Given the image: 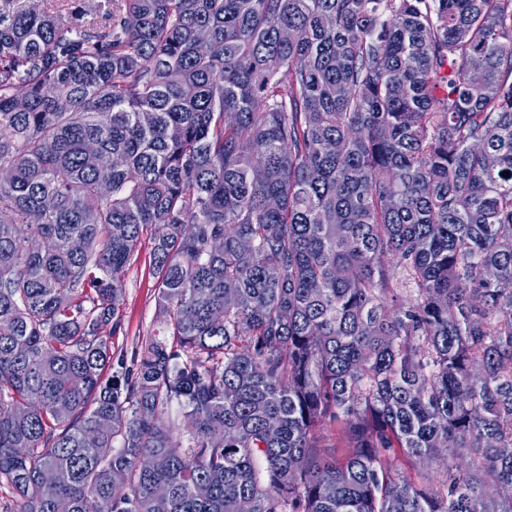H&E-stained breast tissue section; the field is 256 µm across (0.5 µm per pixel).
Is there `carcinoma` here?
Wrapping results in <instances>:
<instances>
[{"label": "carcinoma", "mask_w": 512, "mask_h": 512, "mask_svg": "<svg viewBox=\"0 0 512 512\" xmlns=\"http://www.w3.org/2000/svg\"><path fill=\"white\" fill-rule=\"evenodd\" d=\"M145 235L160 330L109 380ZM1 483L512 512V0H0ZM321 443L328 453L336 452L338 456H343L350 448V439L346 431L340 424L326 423L320 429Z\"/></svg>", "instance_id": "carcinoma-1"}]
</instances>
